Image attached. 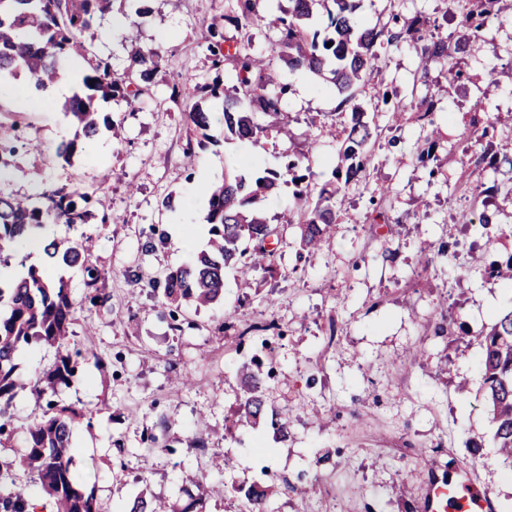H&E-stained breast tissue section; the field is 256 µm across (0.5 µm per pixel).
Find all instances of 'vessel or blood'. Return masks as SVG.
Returning a JSON list of instances; mask_svg holds the SVG:
<instances>
[{"mask_svg":"<svg viewBox=\"0 0 512 512\" xmlns=\"http://www.w3.org/2000/svg\"><path fill=\"white\" fill-rule=\"evenodd\" d=\"M422 512H496L490 493L477 485L473 470L461 467L450 477L434 480L421 505Z\"/></svg>","mask_w":512,"mask_h":512,"instance_id":"vessel-or-blood-1","label":"vessel or blood"}]
</instances>
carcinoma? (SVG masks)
Returning <instances> with one entry per match:
<instances>
[{
    "label": "carcinoma",
    "mask_w": 512,
    "mask_h": 512,
    "mask_svg": "<svg viewBox=\"0 0 512 512\" xmlns=\"http://www.w3.org/2000/svg\"><path fill=\"white\" fill-rule=\"evenodd\" d=\"M116 0H0V76L14 80L21 73L31 78L30 95L43 94L62 76L64 63L81 58L87 66L78 72L86 96L73 95L64 104V114L75 129L74 137L60 143L56 157L66 163L75 155L79 140L89 141L101 130L112 131L109 118H100L94 108L95 97L135 101L154 84L162 68V56L154 49L132 45L130 64L122 75L112 73L108 63L87 57L84 34L96 18L112 10ZM291 9L277 14L270 0H236L232 17L242 29L271 31L278 47L273 55L259 56L250 40L226 39L215 25L209 26L208 44L211 69L216 77L210 82L185 80L181 92L194 100L187 112L188 129L197 139H188L185 157L192 165L196 149L215 140L208 134L211 112L208 100L224 97V134L242 142H255L266 134L288 128V113L283 102L289 84L275 81L270 73L281 66L290 73L307 72L316 78L330 74V82L343 103L354 98L355 91L372 84L381 98L387 95L380 73V48L406 40L409 29L370 27L357 19L362 0H289ZM460 24L474 30L485 26L497 15L499 0H455ZM320 15L328 18L332 35L324 38L310 32L311 23ZM332 46H327V43ZM423 69L450 63L448 44L436 38L421 48ZM235 76L231 89L223 86L224 66ZM17 123L0 122V178L12 167L19 148ZM373 131L364 121V113L354 107L343 158L345 164L333 169V180L319 191L311 185L312 149L300 154L283 151L281 167L267 169L252 178L249 168L227 173L224 180L208 189L206 223L210 225L207 248L186 265L169 268L160 284L162 305L175 315L183 301L197 308L209 307L224 296V269L240 263L249 269L272 270L275 249L273 228L253 205L263 192L275 189L279 181L293 185L294 207L286 225L299 229V246L318 249L337 223L336 196L351 184L361 181L370 162L369 145ZM93 196L78 188H46L34 197L0 195V264H8L4 243H18L46 224H85L93 213ZM92 240L72 242L64 247L52 242L45 251L70 268L86 272V300L96 306L105 302V289L99 287L100 273L89 265ZM75 312L64 282L50 283L44 272L31 266L25 277L7 288L0 287V446H11L7 410L18 391L28 382L17 373L15 359L21 349L35 344L56 350V360L34 385L38 398L55 392L57 386L71 383L77 363L65 353L68 328ZM485 400L491 414L495 445L512 459V310L502 314L480 341ZM242 396L239 418L246 424L259 420L266 411V382L260 375L245 371L241 377ZM77 413L47 404L43 418L27 428L26 446L16 462L23 472L33 476L41 487V499L34 500L19 489L0 486V512H37L51 507L52 512H101L93 492H88L72 476L71 422ZM243 512H269L266 490L258 482L235 488ZM124 512H162V506L135 496Z\"/></svg>",
    "instance_id": "obj_1"
}]
</instances>
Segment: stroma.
<instances>
[{
	"label": "stroma",
	"instance_id": "35a3bbf8",
	"mask_svg": "<svg viewBox=\"0 0 512 512\" xmlns=\"http://www.w3.org/2000/svg\"><path fill=\"white\" fill-rule=\"evenodd\" d=\"M139 17L121 23L102 19L86 45L110 60L115 73L128 65L130 41L158 49L162 69L149 92L128 103L96 100L115 133L85 142L71 164L55 157L72 138L63 97L45 96L30 106L27 75L0 89V120L18 122L26 148L9 184L0 192L32 196L46 186L104 189L107 220L50 224L45 241L92 237L90 257L105 279L106 303H85L81 271L45 254L20 248L9 267L36 266L64 279L75 302L68 347L81 353L79 373L57 388V407L78 410L71 471L92 490L103 512H118L140 494L165 507L196 504L198 512H240L233 488L262 479L272 512H420L433 470L471 466L498 512H512V460L500 456L483 399L479 332L512 310V288L484 277L492 264L512 254V201L499 192L512 180V126L477 138L473 120L493 109H512V0H500L481 49L457 56L461 78L435 67L420 73L417 52L439 34L449 44L463 39L452 0H363L360 14L377 26L422 17L435 32L381 50V77L390 94L377 100L359 89L356 104L374 131L362 183L343 192L338 223L322 250L300 249L295 232L274 253V274L224 272V299L207 309L182 303L170 318L151 283L196 252L191 238L208 241L206 190L222 182L235 159L248 155L255 170L277 168L284 149H311L313 179L324 184L339 162L351 106L332 84L290 75L284 109L287 135L258 144L225 141L219 116L223 102L209 100L218 119L214 142L185 167V114L190 99L172 98L184 79L214 78L207 51V26L243 38L231 21L234 0H151ZM433 92L434 126L393 122V110L414 109L422 90ZM336 126L335 138L313 142L311 120ZM439 145L419 159L416 145L431 130ZM488 155L497 173L481 176L480 201L450 196L466 160ZM390 187L382 206L386 220L370 219L368 190ZM171 208L160 205L164 196ZM471 214L458 223L460 211ZM497 222L482 228L481 213ZM495 243H488V235ZM428 244L433 260L419 262ZM233 310L232 328L224 326ZM260 357L267 374L268 404L288 418L285 441H275L269 423L237 420L238 373ZM107 365L99 373L95 359ZM45 403L22 390L11 411L12 447L23 450L26 427L42 416ZM206 416L204 444L193 443L198 416ZM227 464L206 492L196 482L214 455Z\"/></svg>",
	"mask_w": 512,
	"mask_h": 512
}]
</instances>
